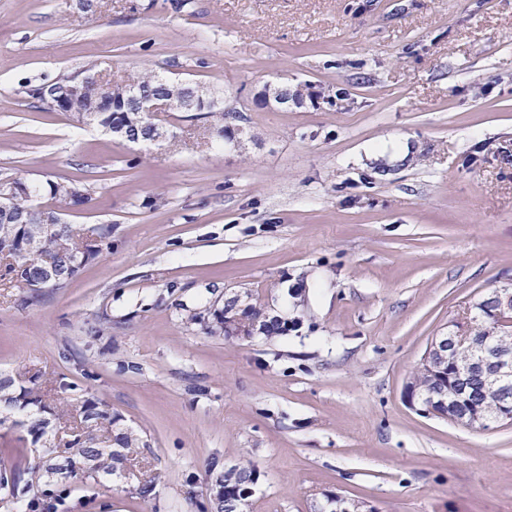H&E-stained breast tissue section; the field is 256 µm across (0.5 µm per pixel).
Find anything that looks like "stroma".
Wrapping results in <instances>:
<instances>
[{
  "instance_id": "1",
  "label": "stroma",
  "mask_w": 512,
  "mask_h": 512,
  "mask_svg": "<svg viewBox=\"0 0 512 512\" xmlns=\"http://www.w3.org/2000/svg\"><path fill=\"white\" fill-rule=\"evenodd\" d=\"M0 0V180L79 181L70 224L112 245L27 301L0 277V371L90 370L149 447L157 503L199 512L207 464L252 463L246 512H512V424L427 417L404 389L433 336L512 280V0ZM224 92L247 138L201 113L119 142L28 90L87 68ZM312 99L268 107L267 82ZM253 296L284 335L195 315ZM195 476V499L185 481ZM238 298L239 297L236 296V297L229 299L228 301H226L224 303V308H225L224 310L215 311L212 314V318L208 319V322L205 324V329L207 330V333L219 335V336L223 335L224 338H228V339H233V338L234 339H249V338L253 337V336H251L250 332H247V336H230L228 334L227 323L233 317L239 315V313H234V314L228 315L229 311L226 309L228 307H233L234 305H236Z\"/></svg>"
}]
</instances>
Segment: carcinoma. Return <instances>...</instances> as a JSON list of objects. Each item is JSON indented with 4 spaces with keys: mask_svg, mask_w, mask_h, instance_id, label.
<instances>
[{
    "mask_svg": "<svg viewBox=\"0 0 512 512\" xmlns=\"http://www.w3.org/2000/svg\"><path fill=\"white\" fill-rule=\"evenodd\" d=\"M180 84L153 72L125 85L110 81L92 90V93L71 101L73 112L89 109L94 98L114 101L123 108L119 124L126 136L140 141L153 137L154 127L137 112L139 105L150 100L164 101L177 95ZM42 195L41 186L28 183V190L14 196L11 210L0 214V253L15 259L30 236V208L32 198ZM86 228L78 224H53L37 233L33 252L22 257V264H4L0 275L29 289L26 300L39 296L31 288L42 265L54 263L64 275V283L72 280L74 261L66 253L83 242ZM233 297L224 303V309L212 314L205 324L207 333L229 337L227 323L232 319L228 308L236 305ZM247 318L257 321V330L264 336H278L284 331V322L265 313L258 303L248 304L243 311ZM473 335L487 341L491 347L508 348L512 338L494 318L479 311L473 317ZM94 374L82 370L81 377L61 374L49 385L38 378L20 380L0 373V408L15 419L17 447L0 451V500L20 499L26 512H74L70 502L72 492L81 487H94L112 477L117 471L134 463L147 447L141 437L125 428L121 417L107 405L90 396L86 381ZM408 386L416 396L448 392L450 384L439 376L427 362H421L412 372ZM487 423L497 424L498 391L478 389ZM208 474L224 492L208 499L211 512H235L244 500L245 491L259 479L257 468L251 464L224 466L220 459L211 461ZM127 495L146 502L156 498L155 485L138 479L128 482ZM353 505L336 494L324 495L318 512H344Z\"/></svg>",
    "mask_w": 512,
    "mask_h": 512,
    "instance_id": "cac0c4a2",
    "label": "carcinoma"
}]
</instances>
